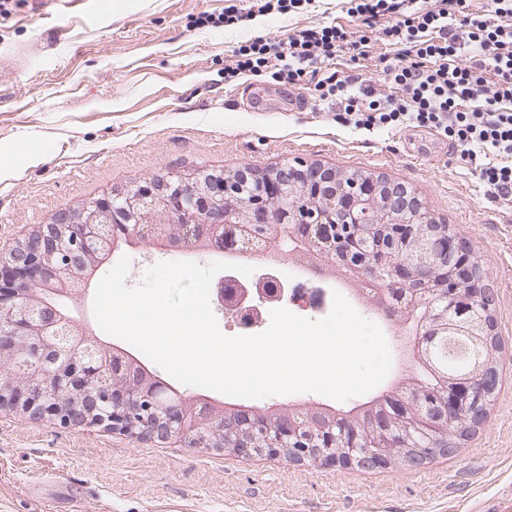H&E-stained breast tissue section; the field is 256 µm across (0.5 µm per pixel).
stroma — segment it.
<instances>
[{"mask_svg":"<svg viewBox=\"0 0 512 512\" xmlns=\"http://www.w3.org/2000/svg\"><path fill=\"white\" fill-rule=\"evenodd\" d=\"M254 0H0V250L55 213L156 176L297 162L405 181L467 238L494 294L499 385L484 423L424 466L341 468L0 412V512H512V200L423 128L337 123L270 72L227 78L231 51L349 25L343 0L259 16ZM238 19L224 26L225 9ZM380 326L402 374L408 337L362 283L328 282Z\"/></svg>","mask_w":512,"mask_h":512,"instance_id":"stroma-1","label":"stroma"}]
</instances>
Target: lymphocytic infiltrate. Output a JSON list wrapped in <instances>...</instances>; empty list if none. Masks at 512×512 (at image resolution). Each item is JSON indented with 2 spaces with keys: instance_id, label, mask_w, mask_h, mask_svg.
Wrapping results in <instances>:
<instances>
[{
  "instance_id": "obj_1",
  "label": "lymphocytic infiltrate",
  "mask_w": 512,
  "mask_h": 512,
  "mask_svg": "<svg viewBox=\"0 0 512 512\" xmlns=\"http://www.w3.org/2000/svg\"><path fill=\"white\" fill-rule=\"evenodd\" d=\"M352 28L256 38L233 50L228 76L273 70L284 83L314 89L338 123L363 129L426 128L471 164L488 200H512V0H486L487 18L468 0H347ZM392 49L383 71L394 94L376 96L361 74L326 71L340 55L369 56L373 37Z\"/></svg>"
}]
</instances>
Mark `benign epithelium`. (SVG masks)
<instances>
[{
	"label": "benign epithelium",
	"instance_id": "7a95c632",
	"mask_svg": "<svg viewBox=\"0 0 512 512\" xmlns=\"http://www.w3.org/2000/svg\"><path fill=\"white\" fill-rule=\"evenodd\" d=\"M259 182L260 189L244 194L249 183ZM295 196L323 199L327 206L298 215L291 207ZM384 198L386 217L395 224L396 233L408 240L416 235L422 205L419 196L399 180L372 176L367 180L341 182L336 169L313 164L281 167L264 174L244 168L232 178L212 173L206 179H163L137 184L90 206L54 216L40 224L29 235L0 255V360L16 352L28 362L45 360L47 347L44 333L49 326H63L73 336L70 348L56 353V367L41 372L24 382L0 384V411L48 414L65 427L96 424L118 429L144 440L166 439L176 435L194 436L200 428L201 414L185 408L177 399L169 398L159 385L140 377L146 367L135 357L118 352L108 344L111 353L105 364L117 382L92 386L99 370L84 362L83 344L96 340L92 333L71 317L64 316L53 303L56 296L77 297L86 291V277L91 268L103 261L120 241L131 237L137 227L129 221L143 218L145 212L158 205L190 226L193 246L222 249L248 241V231L259 226L272 232L283 224H314L316 236H306L299 245L315 251L321 242L332 237L344 220L343 213L372 207ZM448 288H460L468 295L454 300L459 314L465 315L479 306L482 327L490 343L494 333L493 296L486 288L484 276L471 262L469 243L452 233L448 235ZM349 273L370 286L378 276V265L364 262ZM424 278L423 271L402 265L392 272L396 287L413 290L415 282ZM272 276L262 274L250 284L224 293V277L217 281L218 302L226 311L242 308L256 310L255 303L280 301L285 290H269ZM37 296L42 306L40 318L19 312L22 299ZM421 436L429 439L426 448L418 449L414 459L420 466L436 455H449L454 445H440L443 426L423 419L414 425ZM206 446L232 447L240 454H279L290 451L288 460L302 463L309 458V448L301 447L305 437L292 419L275 427L249 416L224 420L220 427L209 430ZM317 459L340 467L356 464L374 467L390 461L392 446L401 439L399 430H382L381 442L364 448H353L345 457L336 455V433L317 429Z\"/></svg>",
	"mask_w": 512,
	"mask_h": 512
}]
</instances>
